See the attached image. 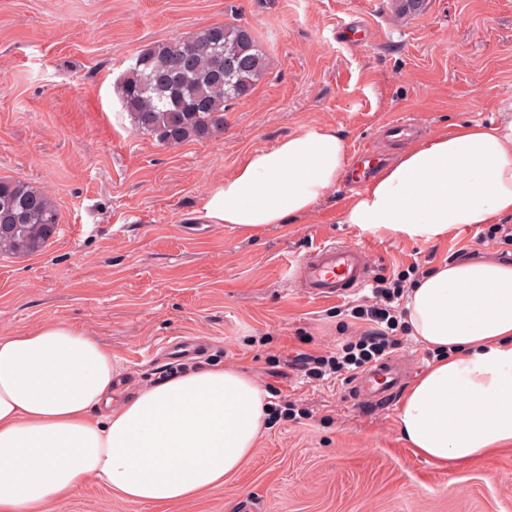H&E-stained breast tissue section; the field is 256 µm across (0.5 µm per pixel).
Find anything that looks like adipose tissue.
I'll list each match as a JSON object with an SVG mask.
<instances>
[{
  "mask_svg": "<svg viewBox=\"0 0 512 512\" xmlns=\"http://www.w3.org/2000/svg\"><path fill=\"white\" fill-rule=\"evenodd\" d=\"M350 163L315 126L249 152L209 193L204 217L251 233L309 213ZM512 218V121L415 141L358 192L342 221L438 242ZM406 322L437 354L406 390L402 437L440 467L512 447V264L443 263L411 288ZM112 352L74 324L0 334V512H51L88 477L116 498L172 505L223 488L251 455L268 394L236 368H208L113 402Z\"/></svg>",
  "mask_w": 512,
  "mask_h": 512,
  "instance_id": "adipose-tissue-1",
  "label": "adipose tissue"
}]
</instances>
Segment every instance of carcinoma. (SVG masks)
<instances>
[{"mask_svg": "<svg viewBox=\"0 0 512 512\" xmlns=\"http://www.w3.org/2000/svg\"><path fill=\"white\" fill-rule=\"evenodd\" d=\"M265 68L251 30L217 23L186 38L147 45L114 92L137 132L178 146L223 130L226 103L249 96ZM1 224L15 228L0 231V254H34L58 224L55 202L25 181L0 177Z\"/></svg>", "mask_w": 512, "mask_h": 512, "instance_id": "1", "label": "carcinoma"}]
</instances>
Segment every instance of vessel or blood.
<instances>
[{
    "label": "vessel or blood",
    "instance_id": "obj_1",
    "mask_svg": "<svg viewBox=\"0 0 512 512\" xmlns=\"http://www.w3.org/2000/svg\"><path fill=\"white\" fill-rule=\"evenodd\" d=\"M415 122L406 118L383 124L382 133L391 140L412 142ZM372 267L365 250L354 244L329 242L299 259L289 273L290 286L316 301H333L365 287ZM401 386L399 374L390 364L367 368L348 386V397L365 408L390 404Z\"/></svg>",
    "mask_w": 512,
    "mask_h": 512
}]
</instances>
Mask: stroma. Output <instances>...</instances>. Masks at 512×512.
<instances>
[{"label": "stroma", "mask_w": 512, "mask_h": 512, "mask_svg": "<svg viewBox=\"0 0 512 512\" xmlns=\"http://www.w3.org/2000/svg\"><path fill=\"white\" fill-rule=\"evenodd\" d=\"M0 0V176L51 196L59 223L45 247L0 255V333L82 325L112 351L122 396L176 376L164 343L204 337L197 369L236 367L274 412L252 457L223 489L169 512H512V447L443 469L403 439L396 410L368 414L339 379L306 382L292 362L330 355L369 330L360 292L315 301L288 286V263L322 243H356L374 275L460 249L512 262V245L463 228L439 243L366 235L341 221L355 191L340 182L310 214L241 233L202 217L209 189L244 156L313 126L388 164L379 136L407 115L423 135L504 123L512 96V0ZM368 28L339 39L346 23ZM214 23L252 30L266 71L224 110V129L177 147L133 131L113 86L146 45ZM292 404L308 418L280 417ZM53 512H158L86 479Z\"/></svg>", "instance_id": "stroma-1"}]
</instances>
